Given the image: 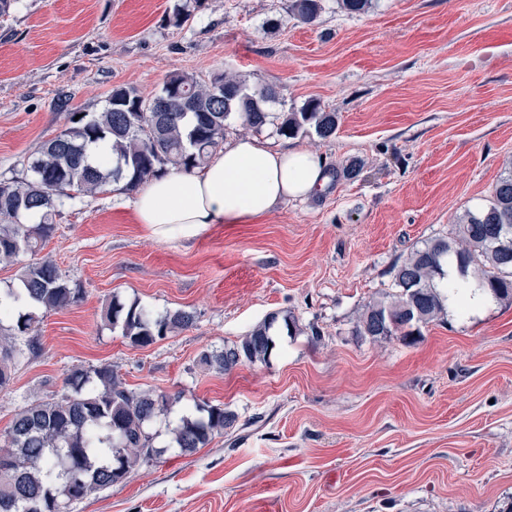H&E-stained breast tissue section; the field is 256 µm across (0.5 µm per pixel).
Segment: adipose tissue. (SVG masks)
I'll return each instance as SVG.
<instances>
[{"label": "adipose tissue", "mask_w": 512, "mask_h": 512, "mask_svg": "<svg viewBox=\"0 0 512 512\" xmlns=\"http://www.w3.org/2000/svg\"><path fill=\"white\" fill-rule=\"evenodd\" d=\"M322 169V159L310 151L271 152L240 139L200 169L172 170L149 182L137 193L134 212L150 237L190 241L211 225L243 224L311 194Z\"/></svg>", "instance_id": "adipose-tissue-1"}]
</instances>
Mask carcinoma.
I'll return each mask as SVG.
<instances>
[{
	"label": "carcinoma",
	"instance_id": "cac0c4a2",
	"mask_svg": "<svg viewBox=\"0 0 512 512\" xmlns=\"http://www.w3.org/2000/svg\"><path fill=\"white\" fill-rule=\"evenodd\" d=\"M202 0H175L165 20L184 27ZM323 0H289L288 14L316 20ZM67 122L43 141L28 162L30 176L0 182V264L22 266L21 287L0 291V392L10 386L15 365L41 351L38 325L45 314L80 299L81 290L62 276L48 257H37L54 231L53 218L67 201L103 193H127L170 170L202 167L224 142L227 121L239 117L252 129L276 126L286 138L336 134L338 117L311 100L299 111L273 114L279 103L271 86L250 84L222 73L201 80L184 72L168 75L161 91L146 98L125 86L112 88L101 112L68 111ZM160 103V111L142 106ZM104 144L102 161H89L92 147ZM395 292L367 303L355 334L373 340L411 342L420 327L438 320L454 304L467 312L476 292L512 300V167L504 169L490 195L456 217L448 235L416 247L391 269ZM112 329L136 346H147L195 323L183 309L154 313L136 300L112 297L104 311ZM276 316L255 326L239 342L205 349L196 359L208 372L224 373L239 364L262 362L276 346ZM65 392L31 399L0 433V512H58L89 495L124 482L129 474L164 455L207 446L235 421L221 406L196 404L197 416H180L165 447L155 446L152 425L169 417L182 393L132 390L110 364L74 368Z\"/></svg>",
	"mask_w": 512,
	"mask_h": 512
}]
</instances>
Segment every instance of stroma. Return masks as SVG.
I'll return each instance as SVG.
<instances>
[{"label":"stroma","mask_w":512,"mask_h":512,"mask_svg":"<svg viewBox=\"0 0 512 512\" xmlns=\"http://www.w3.org/2000/svg\"><path fill=\"white\" fill-rule=\"evenodd\" d=\"M172 3L16 0L0 20V180L23 178L68 112L102 111L117 86L154 96L182 71L241 74L285 110L337 113L326 140L237 119L225 131L322 156L321 187L190 242L148 236L131 192L63 207L42 253L81 299L42 319V351L0 393V431L31 396L62 393L73 367L109 363L130 388L183 392L175 414L204 401L236 421L74 512H507L512 302L447 314L410 345L353 330L390 267L447 235L512 160V0H372L353 14L324 0L311 23L288 0H203L181 29L165 22ZM115 295L196 321L135 346L102 319ZM274 314L301 332L279 333L268 361L196 368Z\"/></svg>","instance_id":"stroma-1"}]
</instances>
